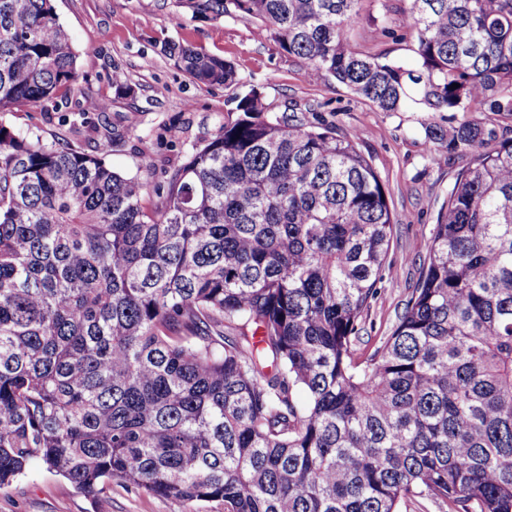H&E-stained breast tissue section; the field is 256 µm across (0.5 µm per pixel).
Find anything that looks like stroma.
<instances>
[{"label":"stroma","mask_w":512,"mask_h":512,"mask_svg":"<svg viewBox=\"0 0 512 512\" xmlns=\"http://www.w3.org/2000/svg\"><path fill=\"white\" fill-rule=\"evenodd\" d=\"M60 23L78 53L79 78L61 90L55 105L0 112V125L45 144L94 152L99 136L83 124L87 96L106 100L107 116L125 134L110 152L112 168L128 177L164 180L165 170L184 163L236 106L242 89L257 88L278 115L294 112L303 123L355 137L388 189L395 226L389 267L379 295L364 315L356 349L371 353L388 336L415 287L427 257L426 245L447 200L457 165H436L426 126H447L444 112L409 105L401 112L378 111L367 99L332 79L310 80L298 59L271 38H258L255 21L233 11L217 19L192 17L181 0H53ZM409 0H360L349 23L351 45L372 56L414 65V38L405 24ZM170 43H189L234 63L239 85L201 84L165 53ZM126 88L116 91L113 73ZM136 123H129V115ZM155 167L144 173L143 156ZM112 512H222L215 502H179L126 487L113 480L96 499L60 475L31 463L12 484L0 487V512H97L100 500Z\"/></svg>","instance_id":"1"}]
</instances>
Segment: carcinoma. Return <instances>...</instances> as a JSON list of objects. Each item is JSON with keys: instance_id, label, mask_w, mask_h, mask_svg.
Returning a JSON list of instances; mask_svg holds the SVG:
<instances>
[{"instance_id": "cac0c4a2", "label": "carcinoma", "mask_w": 512, "mask_h": 512, "mask_svg": "<svg viewBox=\"0 0 512 512\" xmlns=\"http://www.w3.org/2000/svg\"><path fill=\"white\" fill-rule=\"evenodd\" d=\"M256 21L314 79L382 112H447L462 160L391 336L355 357L393 226L355 137L268 115L261 92L148 181L0 127V486L39 462L223 512H512V0H410L416 65L363 54L359 0H183ZM205 85L234 65L173 46ZM52 0H0V112L78 78ZM458 88H452V84ZM462 118H456V114Z\"/></svg>"}]
</instances>
